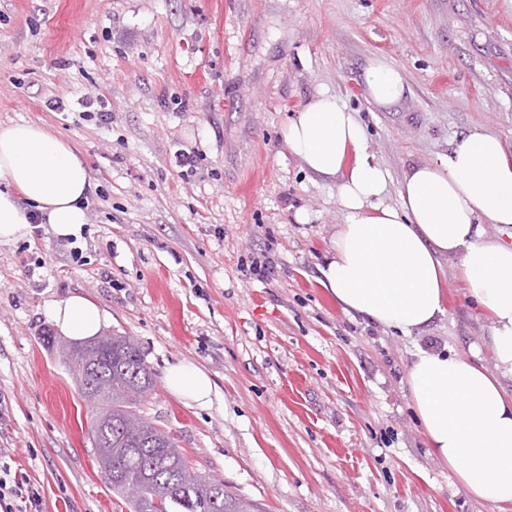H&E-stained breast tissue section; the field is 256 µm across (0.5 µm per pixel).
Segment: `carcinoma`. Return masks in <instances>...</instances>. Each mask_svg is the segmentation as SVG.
I'll return each instance as SVG.
<instances>
[{
  "instance_id": "obj_1",
  "label": "carcinoma",
  "mask_w": 512,
  "mask_h": 512,
  "mask_svg": "<svg viewBox=\"0 0 512 512\" xmlns=\"http://www.w3.org/2000/svg\"><path fill=\"white\" fill-rule=\"evenodd\" d=\"M86 362L82 349L62 343L65 364L80 375L93 368L94 395L81 396L96 409L93 445L112 493L126 498L130 512H252L249 502L224 488V481L191 468L171 438L136 413L152 384V371L127 336H105Z\"/></svg>"
}]
</instances>
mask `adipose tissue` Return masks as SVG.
Here are the masks:
<instances>
[{"label": "adipose tissue", "mask_w": 512, "mask_h": 512, "mask_svg": "<svg viewBox=\"0 0 512 512\" xmlns=\"http://www.w3.org/2000/svg\"><path fill=\"white\" fill-rule=\"evenodd\" d=\"M379 106L398 102L404 79L376 60L364 72ZM307 169L337 178L342 210L333 253L321 270L345 311L404 333L443 314V260L461 258L468 293L491 319L495 371L447 351L419 350L407 382L434 455L478 500L512 504V244L486 237V224L512 226V150L485 130L452 143L447 156L408 169L399 201H385L388 174L368 151L362 123L337 96L310 99L282 131ZM92 176L71 147L32 123L0 124V244L29 237L32 215L62 241L82 239ZM55 327L74 341L97 336L109 321L96 302L73 294L53 304ZM168 391L205 409L214 383L197 364L181 361L165 375Z\"/></svg>", "instance_id": "ef3b65f1"}]
</instances>
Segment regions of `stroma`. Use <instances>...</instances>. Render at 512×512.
<instances>
[{"label":"stroma","mask_w":512,"mask_h":512,"mask_svg":"<svg viewBox=\"0 0 512 512\" xmlns=\"http://www.w3.org/2000/svg\"><path fill=\"white\" fill-rule=\"evenodd\" d=\"M374 58L404 77L394 105L367 99ZM321 91L358 112L397 203L408 168L468 131L512 147V0H0V123L47 128L93 176L81 240L42 224L0 245V461L42 512H129L96 462L92 407L41 342L74 293L144 353L139 414L254 512H500L428 448L406 382L422 348L494 365L460 257L445 314L409 334L320 283L336 182L280 132ZM99 98L111 123L82 105ZM266 260L274 275L250 274ZM181 360L212 377L210 410L168 392Z\"/></svg>","instance_id":"stroma-1"}]
</instances>
